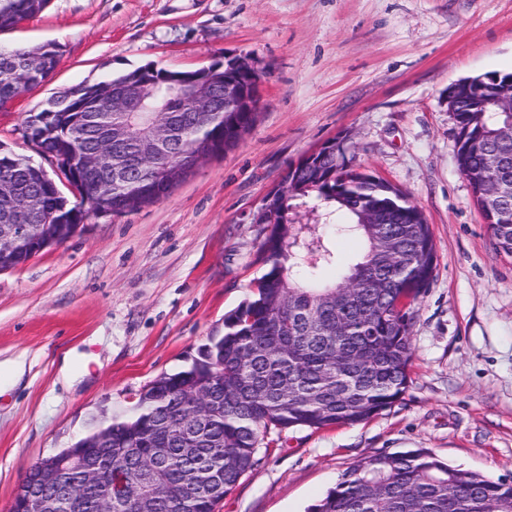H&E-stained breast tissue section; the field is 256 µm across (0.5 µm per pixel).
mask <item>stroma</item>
<instances>
[{
  "instance_id": "1",
  "label": "stroma",
  "mask_w": 512,
  "mask_h": 512,
  "mask_svg": "<svg viewBox=\"0 0 512 512\" xmlns=\"http://www.w3.org/2000/svg\"><path fill=\"white\" fill-rule=\"evenodd\" d=\"M60 45L42 85L0 110V145L37 164L30 113L151 63L193 71L249 56L261 107L240 144L164 198L89 217L0 272V512L41 458L92 418L130 411L187 365L264 267L253 221L291 164L347 137L361 171L405 192L431 227L433 278L414 306L403 398L371 419L268 429L217 512H307L361 459L425 448L512 480V255L496 251L456 161L448 87L512 72V0H50L0 44ZM83 379H58L63 358Z\"/></svg>"
}]
</instances>
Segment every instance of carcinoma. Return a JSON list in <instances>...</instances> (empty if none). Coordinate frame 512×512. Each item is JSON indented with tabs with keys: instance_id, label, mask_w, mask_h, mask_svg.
Returning a JSON list of instances; mask_svg holds the SVG:
<instances>
[{
	"instance_id": "obj_1",
	"label": "carcinoma",
	"mask_w": 512,
	"mask_h": 512,
	"mask_svg": "<svg viewBox=\"0 0 512 512\" xmlns=\"http://www.w3.org/2000/svg\"><path fill=\"white\" fill-rule=\"evenodd\" d=\"M50 0H0V31L43 12ZM33 48L0 47V108L44 83L55 71L61 47L40 45L41 65L28 69ZM186 80L209 81L224 90V70L190 72L152 64L97 84L74 88L29 116V140L43 155L66 164L94 145L100 116L120 137L117 151L132 153L149 126L135 112L112 108L100 87L115 92L139 83L153 88L152 102L168 110L172 148L161 160L192 166L198 156L236 147L235 129L252 128L256 114L226 112L219 100L208 124L196 126L167 88ZM459 134L457 164L470 185L496 250L512 255V114L484 97H462L452 113ZM14 175L41 193L43 206L67 224H81L86 210L43 188L29 158L0 150V174ZM82 190L112 213L153 202L138 196L136 178L109 180L81 174ZM275 223L260 245L265 272L255 297L225 315L223 333L210 338L186 367L164 374L140 393L125 418L91 423L73 447L108 436L112 470L137 487L153 483L152 512H216L221 499L257 463L260 434L275 427L324 429L356 424L402 399L412 362L413 305L436 267L433 235L420 211L398 189L352 168L345 140L321 151L304 169L285 177L273 200ZM319 217L294 224L300 212ZM335 224L364 250L344 266L336 245L323 234ZM213 413L203 426L185 427L202 399ZM41 493L58 512H95L86 495L66 506L59 488ZM307 512H512V481L452 468L424 449L364 459L345 470L335 487Z\"/></svg>"
}]
</instances>
